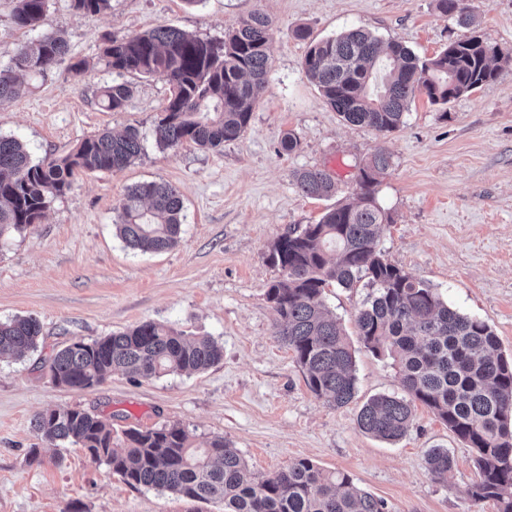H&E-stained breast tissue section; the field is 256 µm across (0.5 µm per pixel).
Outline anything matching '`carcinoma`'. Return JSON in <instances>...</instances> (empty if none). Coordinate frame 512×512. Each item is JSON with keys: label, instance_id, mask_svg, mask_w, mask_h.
Masks as SVG:
<instances>
[{"label": "carcinoma", "instance_id": "1", "mask_svg": "<svg viewBox=\"0 0 512 512\" xmlns=\"http://www.w3.org/2000/svg\"><path fill=\"white\" fill-rule=\"evenodd\" d=\"M435 2L441 15L461 26L472 24L465 0ZM46 4L15 0V24L42 27ZM109 6L110 0H73L75 10L88 18ZM270 24L255 10L222 40L172 26L112 35L102 58L118 77L161 76L170 85L155 127L162 147L192 142L217 148L243 135L267 85ZM67 53L66 40L53 31L22 45L10 64L0 67V106L19 98V76L45 77ZM499 57L496 47L471 38L422 59L398 41L384 43L362 28H350L310 41L303 69L344 122L390 133L404 123L416 95L446 105L495 79L491 62ZM132 95L129 83L114 81L100 87L98 98L117 111ZM140 152V136L132 128L87 138L65 156L36 163L21 141L0 137V238L38 223L77 173L118 170ZM391 166L390 153L375 149L358 167L355 201L326 209L317 223L299 224L273 243L268 260L281 275L266 296L277 315L275 334L293 350L309 390L333 407L347 406L357 391L355 351L326 306L325 289L365 281L371 292L355 316L358 342L374 356L392 360L402 393L368 399L357 414L358 429L395 443L406 435L417 405L427 407L475 452L478 480L469 495L494 502L498 512H512V356L502 352L486 322L451 308L435 288L385 257L381 239L391 217L377 202L376 188ZM294 182L313 199H330L338 191L337 178L326 167L300 169ZM182 208L172 185L141 183L121 200L116 233L132 250H170L180 242ZM40 335L33 317L0 322V358L36 350ZM221 357V347L210 337L191 338L146 321L91 342L72 340L44 366L57 385H99L114 371L151 379L200 372ZM32 427L51 443L85 449L93 462L131 487L190 501H221L224 512H386L383 500L357 487L346 473L300 458L271 476L257 475L223 437L196 448L178 423L118 432L98 414L67 407L38 414ZM426 461L432 480L448 481L453 468L448 449H430Z\"/></svg>", "mask_w": 512, "mask_h": 512}]
</instances>
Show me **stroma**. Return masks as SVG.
Listing matches in <instances>:
<instances>
[{
    "instance_id": "obj_1",
    "label": "stroma",
    "mask_w": 512,
    "mask_h": 512,
    "mask_svg": "<svg viewBox=\"0 0 512 512\" xmlns=\"http://www.w3.org/2000/svg\"><path fill=\"white\" fill-rule=\"evenodd\" d=\"M467 6L475 18L468 29L441 16L435 0H111L94 19L72 0H47L44 27L64 37L69 53L47 77H26L20 99L0 107V135L20 139L37 161L133 127L142 151L123 169L76 174L39 223L0 240V321L32 316L41 325L37 351L0 359V512H224L219 502L130 487L84 449L44 441L32 421L60 407L109 417L118 430L178 423L198 448L224 437L260 475L308 458L349 474L387 512H497L494 502L471 499L474 454L427 408H417L397 443L359 431L364 402L401 390L390 360L356 348L354 401L337 409L314 396L274 334L266 297L280 275L268 261L273 242L355 196L356 165L382 146L392 156L378 187L394 219L381 241L386 257L437 288L449 306L485 321L512 354V0ZM255 10L272 20L270 73L239 139L217 149L161 148L154 128L170 89L159 76L127 75L134 92L125 107L100 105L97 91L113 79L101 59L105 35L170 25L219 40ZM352 27L402 41L423 58L474 34L506 61L495 80L447 105L417 95L403 125L383 135L343 122L303 70L308 40L296 29L317 40ZM81 60L88 69L78 75L70 66ZM288 133L299 142L291 152L281 147ZM313 166L337 174L335 199L298 191L294 172ZM151 181L178 188L181 241L142 254L126 248L115 226L124 194ZM367 294L361 282L327 288L326 303L346 333ZM145 321L211 337L223 358L191 375L115 372L90 390L57 386L39 365L71 339L91 341ZM435 447L454 460L444 484L425 464Z\"/></svg>"
}]
</instances>
